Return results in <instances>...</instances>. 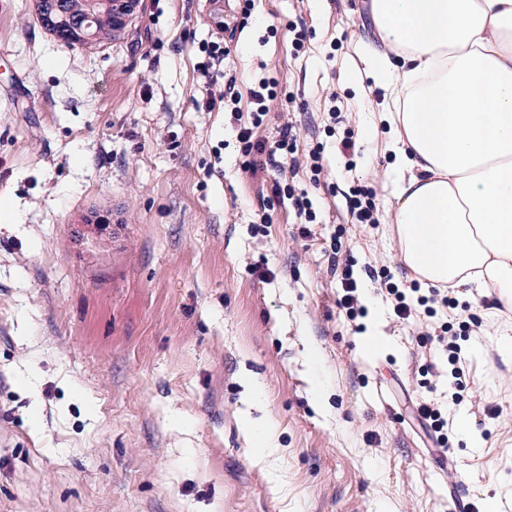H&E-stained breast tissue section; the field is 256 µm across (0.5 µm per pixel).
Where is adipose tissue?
<instances>
[{
  "mask_svg": "<svg viewBox=\"0 0 512 512\" xmlns=\"http://www.w3.org/2000/svg\"><path fill=\"white\" fill-rule=\"evenodd\" d=\"M370 20L401 261L512 311V0H372Z\"/></svg>",
  "mask_w": 512,
  "mask_h": 512,
  "instance_id": "1",
  "label": "adipose tissue"
}]
</instances>
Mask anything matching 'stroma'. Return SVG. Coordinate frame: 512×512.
I'll return each instance as SVG.
<instances>
[{
  "label": "stroma",
  "instance_id": "obj_1",
  "mask_svg": "<svg viewBox=\"0 0 512 512\" xmlns=\"http://www.w3.org/2000/svg\"><path fill=\"white\" fill-rule=\"evenodd\" d=\"M370 4L254 0L245 18L237 0H142L120 39L89 49L41 29L33 0H0V198L15 214L0 223V512H448L452 487L479 512L512 502L498 344L512 311L487 321L490 299L465 286L455 309L435 301L406 324L386 290L415 277L388 217L384 92L358 94ZM229 28L220 71L239 110L203 112L200 47ZM269 78L256 134L291 123L296 162L253 176L237 133ZM277 179L311 219L272 195ZM357 186L376 224L353 215ZM347 266L373 299L354 321L337 305ZM372 331L383 349H364ZM424 400L470 433L439 447ZM250 420L276 428L261 459Z\"/></svg>",
  "mask_w": 512,
  "mask_h": 512
}]
</instances>
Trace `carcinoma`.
Listing matches in <instances>:
<instances>
[{
	"label": "carcinoma",
	"instance_id": "carcinoma-1",
	"mask_svg": "<svg viewBox=\"0 0 512 512\" xmlns=\"http://www.w3.org/2000/svg\"><path fill=\"white\" fill-rule=\"evenodd\" d=\"M114 0H44L46 9L36 12V23L46 32L70 46L88 43L103 47L117 36L112 12ZM95 15L93 29L89 31L92 41L78 31L87 14Z\"/></svg>",
	"mask_w": 512,
	"mask_h": 512
}]
</instances>
